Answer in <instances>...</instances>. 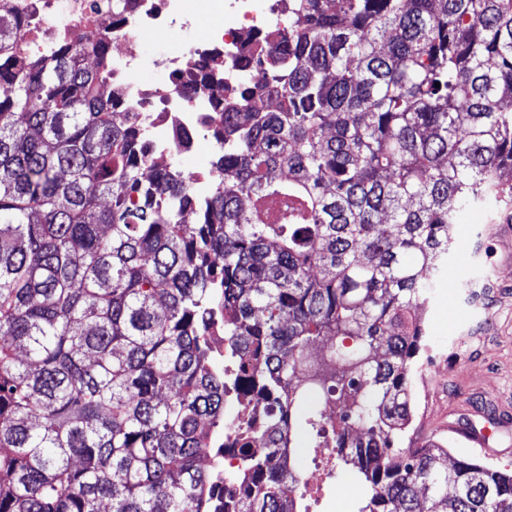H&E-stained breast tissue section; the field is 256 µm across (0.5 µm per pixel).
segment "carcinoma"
Here are the masks:
<instances>
[{"instance_id":"carcinoma-1","label":"carcinoma","mask_w":512,"mask_h":512,"mask_svg":"<svg viewBox=\"0 0 512 512\" xmlns=\"http://www.w3.org/2000/svg\"><path fill=\"white\" fill-rule=\"evenodd\" d=\"M280 6L203 204L97 45L0 64V512H308L297 432L352 512H512V471L402 447L453 226L512 193V0Z\"/></svg>"}]
</instances>
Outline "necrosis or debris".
I'll use <instances>...</instances> for the list:
<instances>
[{
  "mask_svg": "<svg viewBox=\"0 0 512 512\" xmlns=\"http://www.w3.org/2000/svg\"><path fill=\"white\" fill-rule=\"evenodd\" d=\"M0 0V14L15 17L16 61L52 57L59 44L92 38L101 41L112 61V86L120 117L135 128L155 158L175 159L199 147L221 152L215 117L224 106V80L218 63L243 55L250 31L286 27L288 17L269 0ZM219 6L234 20L230 26L197 28V10ZM140 32L167 33L166 49L142 54ZM161 72L163 82H145L146 70Z\"/></svg>",
  "mask_w": 512,
  "mask_h": 512,
  "instance_id": "4bbe7bcc",
  "label": "necrosis or debris"
}]
</instances>
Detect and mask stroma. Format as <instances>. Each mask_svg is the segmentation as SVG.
<instances>
[{
    "label": "stroma",
    "mask_w": 512,
    "mask_h": 512,
    "mask_svg": "<svg viewBox=\"0 0 512 512\" xmlns=\"http://www.w3.org/2000/svg\"><path fill=\"white\" fill-rule=\"evenodd\" d=\"M497 209L463 215L453 229L448 275L421 313L425 335L412 375L413 420L406 438L440 444L450 457L512 469V235L499 233ZM488 276L478 300L467 282ZM487 428L489 450L455 434Z\"/></svg>",
    "instance_id": "1"
}]
</instances>
